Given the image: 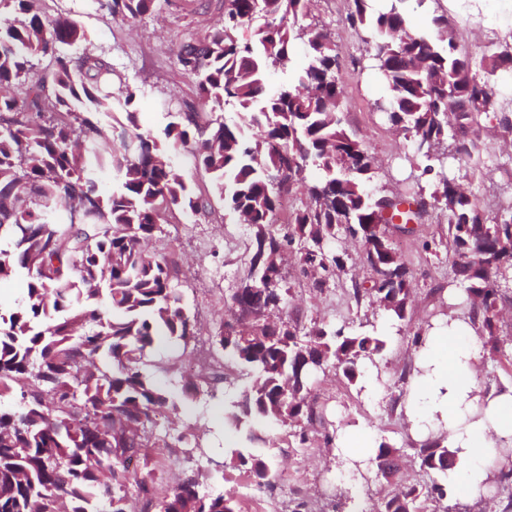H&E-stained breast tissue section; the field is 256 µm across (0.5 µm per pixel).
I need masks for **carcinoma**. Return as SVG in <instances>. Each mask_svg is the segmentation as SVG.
Instances as JSON below:
<instances>
[{
	"label": "carcinoma",
	"mask_w": 512,
	"mask_h": 512,
	"mask_svg": "<svg viewBox=\"0 0 512 512\" xmlns=\"http://www.w3.org/2000/svg\"><path fill=\"white\" fill-rule=\"evenodd\" d=\"M113 18L134 22L154 12L156 0H97ZM348 14L363 47L360 71L376 73L388 95L375 101L386 123L410 142L405 160L429 177L435 190L418 195L415 209L401 211V194L375 196L370 188L375 159L344 127L347 90L339 77L336 49L327 33L303 31L295 21L311 14L314 0H224V16L202 41L181 45L177 66L198 78L197 103L174 113L158 139L142 129L128 84L112 86L104 56L74 57L65 47L85 39L78 23L49 18L37 0H0L13 10L0 16V281L21 275V304H0V398L20 387L19 400L0 408V512H133L129 483L119 457L150 460L169 447L154 431L157 417L175 414L202 387L186 379L173 391L158 375L175 363L152 360L156 337L188 343L194 320L182 306L178 265L149 249L161 232L160 212L196 214L208 201L174 172L167 156L189 151L213 180L224 211L248 225L247 269L225 302L227 320L214 336L224 367L246 376L242 386L223 372L203 378L225 384V465L259 482L269 478L265 456L253 446L274 429L296 427L304 444L316 421V375L332 368L364 390L387 337L376 327L313 325L296 336L283 317L287 289L284 263L294 250L300 273L321 289L340 278L346 261L336 244L357 243L367 260L370 286L353 283L356 304L403 321L411 302L409 271L389 242L386 225L397 218H424L437 209L448 218V247L459 256L454 273L465 303L449 318L468 321L501 352L498 301L512 281V196L490 215L456 184L455 171L480 154L470 132L478 116L501 114L512 134V92L497 93L492 78L512 74L508 42L491 40L481 72L457 43L448 16L433 17L446 38L436 41L409 22L428 0H351ZM254 38L241 37L256 17ZM307 65L291 66L296 44ZM47 62V75L22 100L6 92L32 68ZM285 75L269 92L266 70ZM97 114L119 105L127 128L118 136L76 111ZM237 108L241 120L202 122L198 109ZM321 178L308 183V166ZM108 168L117 187L105 195L99 173ZM302 189L304 207L275 225L284 195ZM60 209L69 222L57 224ZM155 370L148 371L146 367ZM177 441L206 454L201 435L189 427ZM402 449L382 440L374 462L385 477L400 472ZM419 468L437 503L448 499L439 480L454 453L439 438L417 449ZM187 474L169 495L155 499L138 486L141 512H238L224 495L197 491ZM418 489L388 494L381 512H412Z\"/></svg>",
	"instance_id": "1"
}]
</instances>
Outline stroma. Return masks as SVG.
<instances>
[{"instance_id":"35a3bbf8","label":"stroma","mask_w":512,"mask_h":512,"mask_svg":"<svg viewBox=\"0 0 512 512\" xmlns=\"http://www.w3.org/2000/svg\"><path fill=\"white\" fill-rule=\"evenodd\" d=\"M41 7L48 16L78 22L86 40L72 45L71 53L77 56L89 48L106 56L114 69V79L136 88L142 127L159 136L173 111L197 99V80L178 69L175 52L180 45L202 39L212 30L223 15L224 0H164L153 15L131 24L113 19L99 9L96 0H41ZM347 11L348 0H317L309 20L327 31L337 45L348 90V125L380 163L370 188L378 195L398 190L416 195L417 175L404 160L410 143L372 109L383 88L374 75L355 68L361 47L346 22ZM480 134L487 144L480 161L461 168L457 178L489 210L506 185L500 166L503 151L512 149V144L491 113L482 116ZM212 205V210L197 215H166L164 231L152 243L159 252L173 248L178 262L182 303L195 317V334L178 365L194 375L224 367V357L213 338L224 321L229 290L246 270L243 253L247 225L225 214L222 200L214 199ZM447 237L446 219L433 215L418 225L415 234L393 235L394 245L410 271L412 288L408 318L394 325L371 307L356 305L351 282L367 280L369 274L354 245L346 247L345 274L320 290L311 288L296 262L288 264L286 314L300 317L308 327L368 320L387 335L388 345L381 361L384 374L375 394L358 391L330 370L318 376L312 396L322 419L318 434L335 433L347 423L364 425L378 438L403 448L406 463L399 474L386 478L373 469L361 483H352L335 449L317 442L300 444L292 430L279 429L273 431L265 450L271 467L269 482L257 483L249 473L226 467L222 454L224 397L204 395L181 406L167 430L174 434L189 425L200 426L208 452L192 457L183 448L160 449L164 466L154 472L157 495H166L190 470L196 469L200 472V494L233 496L240 512H290L298 501L306 502L309 512H333L336 495L343 491L357 503L359 512H375L383 496L399 484L421 488L420 512H436L435 500L423 493L429 479L419 468L416 450L421 441L407 425L405 407L416 371L414 332L429 323L440 324L448 307L460 301V286L453 271L457 255L445 247L433 252L422 248L423 241Z\"/></svg>"}]
</instances>
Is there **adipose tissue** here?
<instances>
[{"label": "adipose tissue", "instance_id": "ef3b65f1", "mask_svg": "<svg viewBox=\"0 0 512 512\" xmlns=\"http://www.w3.org/2000/svg\"><path fill=\"white\" fill-rule=\"evenodd\" d=\"M452 10L483 17L486 29L512 26V0H448ZM483 344L467 323L454 320L424 335L421 372L412 384L407 416L422 436L445 435L456 458L443 480L449 490L475 501L490 490V470L512 459V386L482 394L476 365Z\"/></svg>", "mask_w": 512, "mask_h": 512}]
</instances>
